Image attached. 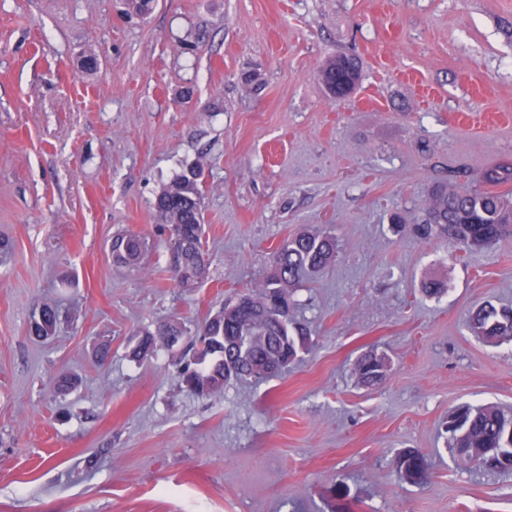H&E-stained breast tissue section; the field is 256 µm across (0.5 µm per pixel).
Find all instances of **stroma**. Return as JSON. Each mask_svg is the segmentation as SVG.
<instances>
[{"label": "stroma", "mask_w": 512, "mask_h": 512, "mask_svg": "<svg viewBox=\"0 0 512 512\" xmlns=\"http://www.w3.org/2000/svg\"><path fill=\"white\" fill-rule=\"evenodd\" d=\"M339 54L361 79L334 100L317 72ZM201 158L207 276L186 290L154 202ZM504 163L512 0H0V512H512V475L457 465L445 432L466 404L512 417V340L466 323L512 308V236L456 260L392 222ZM120 229L143 267L113 266ZM316 230L336 256L293 290L310 342L286 373L201 397L187 346L133 358ZM119 246L121 256L115 255V247ZM146 238L132 231H120L112 237L110 251L113 265L117 267H134L141 264L147 251ZM57 326V314L53 307L45 306L41 309L38 318H34L30 324V333L38 339H47L55 334ZM186 335L185 329L177 323H168L160 326L157 333L147 331L140 339L139 343L133 350V354L138 358L149 357L155 353L158 344L171 348L173 343L180 344ZM385 367L383 357L368 355L357 363L356 371L364 383L373 384L382 379ZM424 460V455L418 450H406L396 457L395 465L397 472L404 480L417 482L422 478L424 473V468L422 470V476L417 472L420 465H424Z\"/></svg>", "instance_id": "obj_1"}]
</instances>
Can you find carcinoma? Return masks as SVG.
Returning a JSON list of instances; mask_svg holds the SVG:
<instances>
[{
  "instance_id": "cac0c4a2",
  "label": "carcinoma",
  "mask_w": 512,
  "mask_h": 512,
  "mask_svg": "<svg viewBox=\"0 0 512 512\" xmlns=\"http://www.w3.org/2000/svg\"><path fill=\"white\" fill-rule=\"evenodd\" d=\"M319 79L331 97H346L357 87L360 65L356 58L341 54L330 58L321 68ZM200 163L189 166L162 189L154 209L160 224L171 227L169 269L181 288H193L188 272L195 269L203 256V176ZM482 181L493 186L512 182V166L486 170ZM425 218L413 225L422 240H444L459 248H483L512 234V201L496 190H450L437 187L424 204ZM146 238L132 231L113 235L110 251L117 267L141 264L147 251ZM336 249L335 240L321 231L300 233L284 239L272 252L267 276L253 289L246 306L232 307L207 316L197 326L190 348L198 368L184 369L182 382L187 390L204 396L221 391L228 385L249 378L268 379L275 375L278 362H293L308 343L310 336L293 316L290 293L300 279L319 272L330 262ZM57 314L45 306L30 324V333L38 339L55 334ZM470 328L489 341L512 339V315L507 309L485 305L470 318ZM185 329L177 323L160 326L157 333L147 331L133 350L138 358L149 357L159 345L171 347L181 343ZM385 369L384 358L368 355L357 363L356 371L363 382L380 381ZM512 419L491 407L461 406L448 418V449L463 465H475L488 473H512V442H505L506 429ZM424 455L406 450L395 460L398 474L417 482Z\"/></svg>"
}]
</instances>
